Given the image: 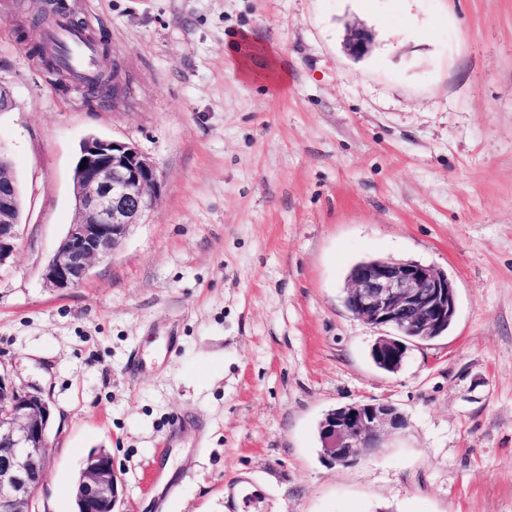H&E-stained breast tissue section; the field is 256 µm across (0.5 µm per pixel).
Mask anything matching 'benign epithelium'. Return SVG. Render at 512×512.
Here are the masks:
<instances>
[{"mask_svg": "<svg viewBox=\"0 0 512 512\" xmlns=\"http://www.w3.org/2000/svg\"><path fill=\"white\" fill-rule=\"evenodd\" d=\"M112 84L93 91L102 106L119 107L127 95L123 62L114 57ZM77 219L50 256L44 277L60 291L80 286L97 261L123 243L132 226L152 211L162 184L155 164L131 143L90 136L80 147L72 177ZM23 195L11 158L0 149V268L20 240ZM346 304L375 328L388 327L372 349L374 362L398 371L407 342L426 341L448 329L455 316V290L448 275L416 261L377 258L355 265ZM50 401L37 390L17 387L0 373V512H32L49 452ZM406 415L380 399L346 403L319 424L324 458L349 466L371 457L384 436L404 429ZM79 512H116L118 479L111 455L91 454L76 485Z\"/></svg>", "mask_w": 512, "mask_h": 512, "instance_id": "obj_1", "label": "benign epithelium"}]
</instances>
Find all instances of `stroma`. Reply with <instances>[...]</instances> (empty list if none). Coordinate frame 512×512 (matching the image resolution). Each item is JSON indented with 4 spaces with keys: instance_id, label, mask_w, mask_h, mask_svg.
I'll return each instance as SVG.
<instances>
[{
    "instance_id": "1",
    "label": "stroma",
    "mask_w": 512,
    "mask_h": 512,
    "mask_svg": "<svg viewBox=\"0 0 512 512\" xmlns=\"http://www.w3.org/2000/svg\"><path fill=\"white\" fill-rule=\"evenodd\" d=\"M23 2L0 0V145L24 195L0 369L53 406L33 512H74L99 448L119 512H236L244 491L258 512H512V0H61L122 58L120 110L28 55ZM246 29L251 81L224 54ZM90 135L135 144L162 191L62 293L44 267ZM369 257L456 292L448 331L395 373L344 305ZM368 398L407 427L328 463L319 420Z\"/></svg>"
}]
</instances>
